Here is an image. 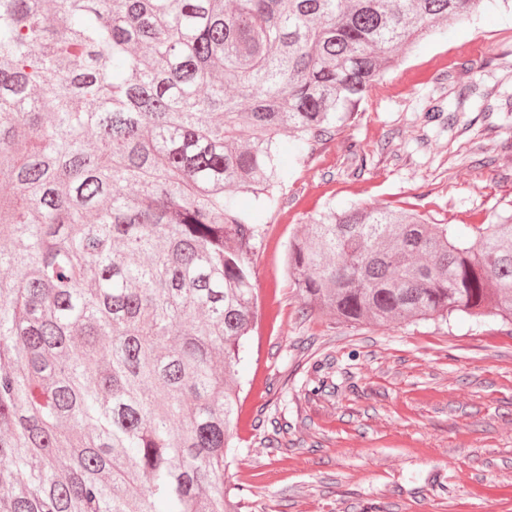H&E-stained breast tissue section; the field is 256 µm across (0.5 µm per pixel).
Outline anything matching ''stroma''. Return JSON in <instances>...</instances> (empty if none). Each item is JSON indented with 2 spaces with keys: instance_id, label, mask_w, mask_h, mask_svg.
I'll return each instance as SVG.
<instances>
[{
  "instance_id": "obj_1",
  "label": "stroma",
  "mask_w": 512,
  "mask_h": 512,
  "mask_svg": "<svg viewBox=\"0 0 512 512\" xmlns=\"http://www.w3.org/2000/svg\"><path fill=\"white\" fill-rule=\"evenodd\" d=\"M476 41L477 59L455 60ZM334 139L294 162L253 257L259 320L238 366L234 458L224 488L239 512H512V324L491 313L441 322L347 324L303 316L286 247L320 212L409 209L466 234L512 213V0L402 58ZM456 122L428 120L435 104Z\"/></svg>"
}]
</instances>
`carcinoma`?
I'll return each instance as SVG.
<instances>
[{"label": "carcinoma", "mask_w": 512, "mask_h": 512, "mask_svg": "<svg viewBox=\"0 0 512 512\" xmlns=\"http://www.w3.org/2000/svg\"><path fill=\"white\" fill-rule=\"evenodd\" d=\"M483 0H0V512H236L252 255L297 158ZM249 193L255 205L241 209ZM305 315L512 322V215L349 206L288 244Z\"/></svg>", "instance_id": "obj_1"}]
</instances>
